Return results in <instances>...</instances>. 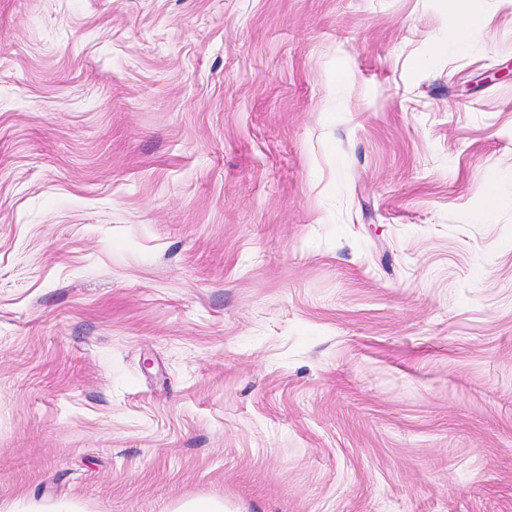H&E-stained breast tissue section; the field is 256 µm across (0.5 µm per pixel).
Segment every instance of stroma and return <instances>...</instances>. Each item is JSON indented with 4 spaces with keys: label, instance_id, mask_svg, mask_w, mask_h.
<instances>
[{
    "label": "stroma",
    "instance_id": "stroma-1",
    "mask_svg": "<svg viewBox=\"0 0 512 512\" xmlns=\"http://www.w3.org/2000/svg\"><path fill=\"white\" fill-rule=\"evenodd\" d=\"M0 0V512H512V0ZM458 22L449 34V38L459 44L468 43L483 28L481 0H455Z\"/></svg>",
    "mask_w": 512,
    "mask_h": 512
}]
</instances>
